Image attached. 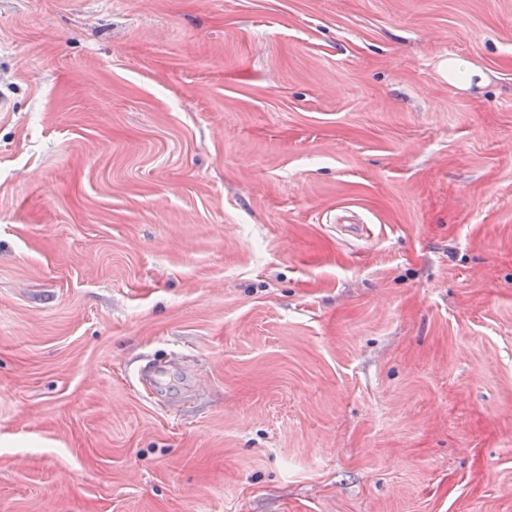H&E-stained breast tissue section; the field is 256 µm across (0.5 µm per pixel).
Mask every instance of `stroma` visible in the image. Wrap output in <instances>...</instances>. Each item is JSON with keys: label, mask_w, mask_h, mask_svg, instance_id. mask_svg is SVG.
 I'll return each mask as SVG.
<instances>
[{"label": "stroma", "mask_w": 512, "mask_h": 512, "mask_svg": "<svg viewBox=\"0 0 512 512\" xmlns=\"http://www.w3.org/2000/svg\"><path fill=\"white\" fill-rule=\"evenodd\" d=\"M0 512H512V0H0Z\"/></svg>", "instance_id": "obj_1"}]
</instances>
